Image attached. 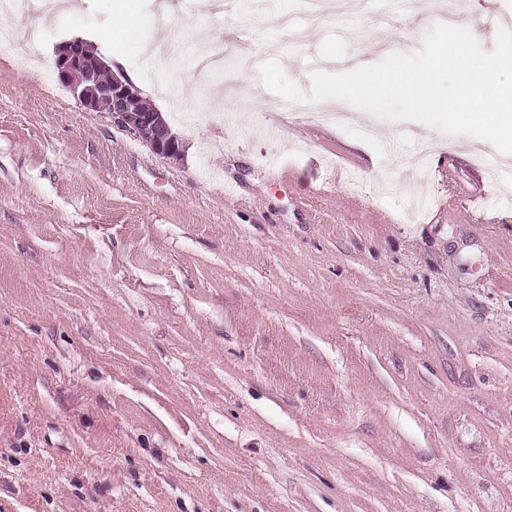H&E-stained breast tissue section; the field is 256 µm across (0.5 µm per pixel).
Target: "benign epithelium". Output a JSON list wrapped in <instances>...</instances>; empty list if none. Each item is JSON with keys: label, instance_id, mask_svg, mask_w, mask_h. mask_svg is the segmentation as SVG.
Segmentation results:
<instances>
[{"label": "benign epithelium", "instance_id": "obj_1", "mask_svg": "<svg viewBox=\"0 0 512 512\" xmlns=\"http://www.w3.org/2000/svg\"><path fill=\"white\" fill-rule=\"evenodd\" d=\"M54 68L60 83L82 107L107 114L112 122L141 138L156 156L181 159L182 142L131 80L114 72L106 80L100 78L110 66L93 43L80 37L60 42Z\"/></svg>", "mask_w": 512, "mask_h": 512}]
</instances>
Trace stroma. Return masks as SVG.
Segmentation results:
<instances>
[{
  "label": "stroma",
  "mask_w": 512,
  "mask_h": 512,
  "mask_svg": "<svg viewBox=\"0 0 512 512\" xmlns=\"http://www.w3.org/2000/svg\"><path fill=\"white\" fill-rule=\"evenodd\" d=\"M222 82L142 48L158 0H76L0 53V512H512V155L357 108L287 115L339 58L421 49L433 0L309 22L304 0H173ZM492 51L512 0H465ZM137 37L102 41L121 5ZM293 15L303 37L275 21ZM96 45L168 113L178 162L86 110L56 46Z\"/></svg>",
  "instance_id": "35a3bbf8"
}]
</instances>
